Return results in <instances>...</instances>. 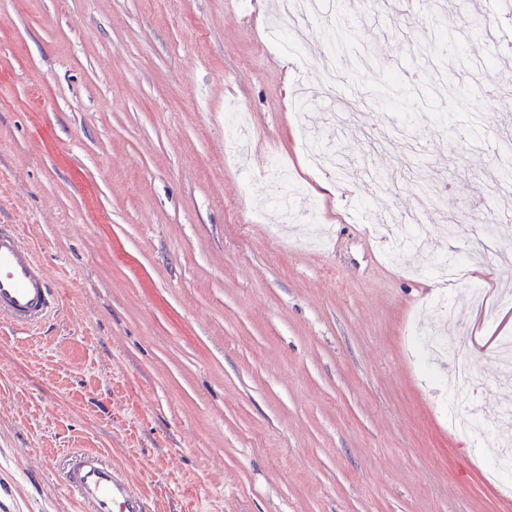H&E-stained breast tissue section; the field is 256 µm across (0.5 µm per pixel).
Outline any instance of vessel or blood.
I'll return each instance as SVG.
<instances>
[{
	"instance_id": "1",
	"label": "vessel or blood",
	"mask_w": 512,
	"mask_h": 512,
	"mask_svg": "<svg viewBox=\"0 0 512 512\" xmlns=\"http://www.w3.org/2000/svg\"><path fill=\"white\" fill-rule=\"evenodd\" d=\"M59 305L60 297L32 248L15 231L0 227V319L30 330ZM64 484L77 493L89 512H151L147 497L121 470L94 452L76 455Z\"/></svg>"
}]
</instances>
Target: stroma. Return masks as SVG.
I'll return each instance as SVG.
<instances>
[{"instance_id":"obj_1","label":"stroma","mask_w":512,"mask_h":512,"mask_svg":"<svg viewBox=\"0 0 512 512\" xmlns=\"http://www.w3.org/2000/svg\"><path fill=\"white\" fill-rule=\"evenodd\" d=\"M278 0H0V225L32 246L62 296L34 332L0 321V512H82L61 488L86 448L120 466L157 512H512V401L466 285L432 271L463 258L449 221L496 227L477 278L512 279V197L488 191L512 108L489 105V73L512 78L500 37L512 0H450L463 49L452 72L411 69L438 0H332L325 18L283 19ZM351 10L341 93L370 102L337 129L323 101L290 106L336 15ZM248 118L254 147L224 161V113ZM446 113L447 132L426 117ZM405 124L430 151L363 131ZM354 171L310 169L297 128ZM296 206L328 234L307 245L271 210L273 159ZM425 216L421 245L397 249L380 215ZM483 384L480 433L448 427L449 330Z\"/></svg>"}]
</instances>
